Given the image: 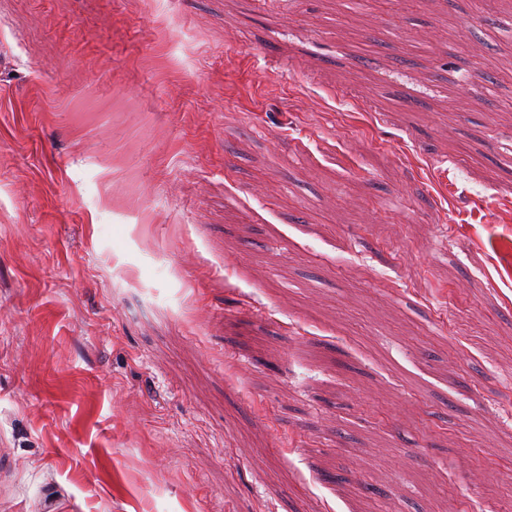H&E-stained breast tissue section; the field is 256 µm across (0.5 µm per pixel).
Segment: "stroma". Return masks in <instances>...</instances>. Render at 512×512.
Listing matches in <instances>:
<instances>
[{"label":"stroma","instance_id":"1","mask_svg":"<svg viewBox=\"0 0 512 512\" xmlns=\"http://www.w3.org/2000/svg\"><path fill=\"white\" fill-rule=\"evenodd\" d=\"M1 448L0 512H512V0H0Z\"/></svg>","mask_w":512,"mask_h":512}]
</instances>
